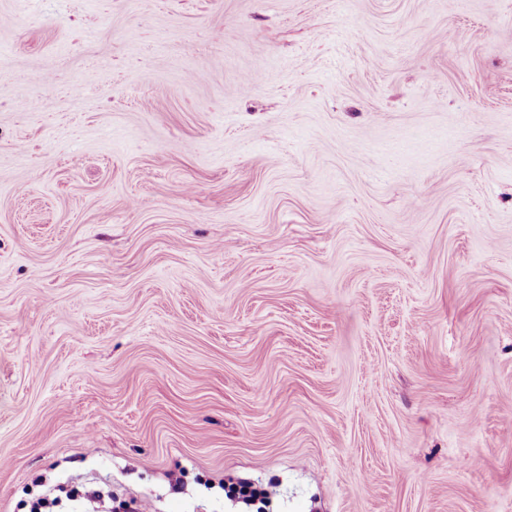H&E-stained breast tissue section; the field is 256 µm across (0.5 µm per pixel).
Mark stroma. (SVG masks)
Here are the masks:
<instances>
[{"label": "stroma", "instance_id": "obj_1", "mask_svg": "<svg viewBox=\"0 0 512 512\" xmlns=\"http://www.w3.org/2000/svg\"><path fill=\"white\" fill-rule=\"evenodd\" d=\"M0 512H512V0H0Z\"/></svg>", "mask_w": 512, "mask_h": 512}]
</instances>
